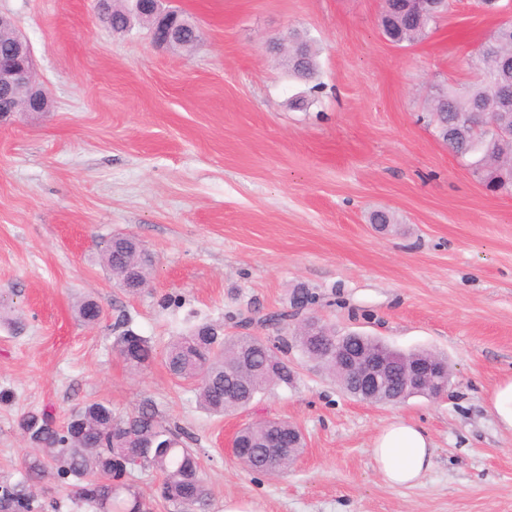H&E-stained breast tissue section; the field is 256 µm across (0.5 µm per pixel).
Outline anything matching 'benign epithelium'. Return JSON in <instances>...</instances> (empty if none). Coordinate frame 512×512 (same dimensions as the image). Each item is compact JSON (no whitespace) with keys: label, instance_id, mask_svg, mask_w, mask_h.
<instances>
[{"label":"benign epithelium","instance_id":"7a95c632","mask_svg":"<svg viewBox=\"0 0 512 512\" xmlns=\"http://www.w3.org/2000/svg\"><path fill=\"white\" fill-rule=\"evenodd\" d=\"M408 8L415 14L435 18L447 8V0H407ZM131 12L136 16H148L154 20L152 39L157 45H170L178 40L177 33L184 26L182 15L167 7V0H131ZM48 97L39 84L33 54L29 42L20 32H15L14 50L0 57V127L9 125L19 114L42 112ZM339 360L356 369L352 396L374 401L385 387L391 374L398 375L399 385L392 401L398 402L405 392H423L437 398L448 392V365L440 360H423L397 367L385 354L361 352L350 356L341 351Z\"/></svg>","mask_w":512,"mask_h":512}]
</instances>
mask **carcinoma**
I'll list each match as a JSON object with an SVG mask.
<instances>
[{"mask_svg": "<svg viewBox=\"0 0 512 512\" xmlns=\"http://www.w3.org/2000/svg\"><path fill=\"white\" fill-rule=\"evenodd\" d=\"M110 28L126 30V6L108 4ZM400 0H390L383 20L385 35L395 44H414L428 38L435 22L427 17L399 12ZM294 50L288 53V71L302 80L317 73L316 55L308 40L289 34ZM512 56V23L503 24L479 50L473 68L474 81L459 91L450 85L429 102L434 130L444 134L443 142L461 158L477 180L496 191L512 192V141L498 140L483 130L487 113L500 109V90L512 86V68L505 57ZM101 263L120 279L128 269L136 270L138 284L147 281L149 260L140 246L107 240L100 251ZM84 324L98 322V305L82 300L76 308ZM295 342L340 383L351 390L354 370L336 361V345L355 351H384L388 346L368 336H336L312 317L300 327ZM114 348L132 370L147 367L154 359L150 341L127 329ZM164 361L181 381L195 387L201 406L211 413L228 414L249 406L255 397L275 386L292 382L293 372L274 348L255 335H224V327L204 324L173 339L166 347ZM18 428L28 434L30 452L24 459L22 481L0 487V508L9 512H33V498L23 485L47 477L75 480V496L94 512H150L139 492L127 482L132 469H152L160 476L158 497L178 512H209L211 492L202 478L197 456L185 446L180 433L163 425L152 404L118 416L112 407L90 402L76 407L61 426L45 411L23 413ZM298 434V428L282 421L265 420L243 429L238 436V458L248 468L267 472L286 470L292 460L266 455L271 435Z\"/></svg>", "mask_w": 512, "mask_h": 512, "instance_id": "carcinoma-1", "label": "carcinoma"}]
</instances>
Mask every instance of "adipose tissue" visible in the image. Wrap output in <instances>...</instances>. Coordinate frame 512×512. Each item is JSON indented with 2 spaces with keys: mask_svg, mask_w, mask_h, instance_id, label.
I'll list each match as a JSON object with an SVG mask.
<instances>
[{
  "mask_svg": "<svg viewBox=\"0 0 512 512\" xmlns=\"http://www.w3.org/2000/svg\"><path fill=\"white\" fill-rule=\"evenodd\" d=\"M376 471L391 486L416 484L433 466V441L425 429L396 419L381 427L371 448Z\"/></svg>",
  "mask_w": 512,
  "mask_h": 512,
  "instance_id": "1",
  "label": "adipose tissue"
}]
</instances>
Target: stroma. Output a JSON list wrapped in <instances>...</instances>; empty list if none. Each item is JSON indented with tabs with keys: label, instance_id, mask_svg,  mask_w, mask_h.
<instances>
[{
	"label": "stroma",
	"instance_id": "35a3bbf8",
	"mask_svg": "<svg viewBox=\"0 0 512 512\" xmlns=\"http://www.w3.org/2000/svg\"><path fill=\"white\" fill-rule=\"evenodd\" d=\"M383 0H173L200 31L162 48L146 27L116 34L94 0H0L27 37L51 107L0 127V485L16 484L29 447L18 417L63 420L78 404L119 414L152 401L199 458L212 512L227 500L259 512H512V432L490 409L512 377V193L487 190L437 140L423 115L446 85L462 87L481 45L512 19L454 0L423 42L397 46L379 26ZM295 32L316 52L322 87L290 75L276 39ZM396 224L382 231L374 211ZM131 235L151 253L146 288H120L101 239ZM307 315L448 363L438 398L368 404L343 392L299 347L292 386L223 417L162 361L131 371L113 348L122 329L156 351L190 327L269 344L291 337L295 287ZM96 299L104 316L78 321ZM423 427L435 465L412 487L385 485L371 446L394 419ZM265 419L306 438L288 474H258L231 455L232 433ZM35 512H91L71 481L47 478Z\"/></svg>",
	"mask_w": 512,
	"mask_h": 512
}]
</instances>
